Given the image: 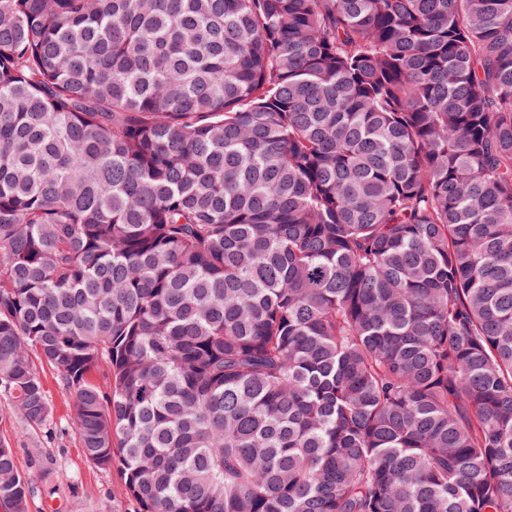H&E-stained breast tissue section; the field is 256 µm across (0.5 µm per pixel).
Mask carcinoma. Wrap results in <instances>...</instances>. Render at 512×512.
I'll return each mask as SVG.
<instances>
[{
  "mask_svg": "<svg viewBox=\"0 0 512 512\" xmlns=\"http://www.w3.org/2000/svg\"><path fill=\"white\" fill-rule=\"evenodd\" d=\"M41 365L138 512H512V0H0L1 414Z\"/></svg>",
  "mask_w": 512,
  "mask_h": 512,
  "instance_id": "1",
  "label": "carcinoma"
}]
</instances>
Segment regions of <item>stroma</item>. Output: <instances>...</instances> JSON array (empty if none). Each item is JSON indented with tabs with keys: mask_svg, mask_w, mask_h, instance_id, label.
Returning a JSON list of instances; mask_svg holds the SVG:
<instances>
[{
	"mask_svg": "<svg viewBox=\"0 0 512 512\" xmlns=\"http://www.w3.org/2000/svg\"><path fill=\"white\" fill-rule=\"evenodd\" d=\"M41 376L52 407L50 420L29 426L20 415H0V439L16 450L19 469L32 488L28 512H137L119 468H101L88 461L76 435L72 400L56 370Z\"/></svg>",
	"mask_w": 512,
	"mask_h": 512,
	"instance_id": "1",
	"label": "stroma"
}]
</instances>
